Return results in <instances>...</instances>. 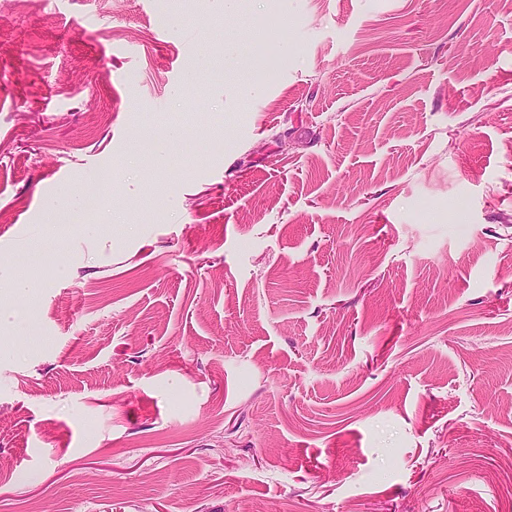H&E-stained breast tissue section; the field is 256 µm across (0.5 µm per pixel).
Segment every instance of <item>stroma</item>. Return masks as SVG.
Listing matches in <instances>:
<instances>
[{
  "mask_svg": "<svg viewBox=\"0 0 512 512\" xmlns=\"http://www.w3.org/2000/svg\"><path fill=\"white\" fill-rule=\"evenodd\" d=\"M1 260L0 512H512V0H0Z\"/></svg>",
  "mask_w": 512,
  "mask_h": 512,
  "instance_id": "35a3bbf8",
  "label": "stroma"
}]
</instances>
